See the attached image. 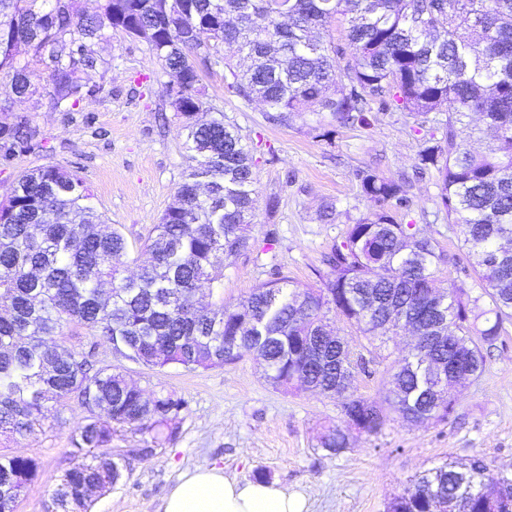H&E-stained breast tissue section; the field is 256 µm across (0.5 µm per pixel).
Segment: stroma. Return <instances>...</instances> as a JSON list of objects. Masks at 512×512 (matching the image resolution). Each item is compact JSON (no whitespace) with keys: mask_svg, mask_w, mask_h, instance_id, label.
<instances>
[{"mask_svg":"<svg viewBox=\"0 0 512 512\" xmlns=\"http://www.w3.org/2000/svg\"><path fill=\"white\" fill-rule=\"evenodd\" d=\"M96 49L112 67L102 92L85 101L73 119L34 109L27 100L15 102V109L33 110L45 146L0 165V201L25 171L49 164L76 171L107 225L121 229L133 261L141 237L173 204L187 173L185 130L180 119H160L168 78L145 43L109 29ZM201 85L208 105L234 119L255 148L251 246L224 264L225 300L247 296L276 270L300 284H316L314 270L323 254L355 218L374 208L361 191V171L392 180L412 176L410 207L394 210L396 222L421 225L446 249L460 253L459 230L448 223L440 203L437 169L414 170L431 131L418 129L412 115L375 109L369 125L340 128L328 139L310 113L289 127L267 126L261 105L243 106L225 89L222 72L203 73ZM272 196L279 205L270 212L265 204ZM329 203L336 214L327 223L320 213ZM99 356L146 394L173 391L188 399L189 408L177 439L161 442L145 460L139 456L142 435L113 431L112 451L123 459V477L94 498L91 512H142L145 503H160L178 475L202 459L239 480L265 470L272 480L304 492L308 512H387L412 479L447 462L479 458L512 475V323L447 421L415 424L394 413L378 434L351 432L349 449L336 456L328 455L320 438L327 428L345 427L339 401L310 391L274 390L253 355L194 372L177 367L157 372L104 347ZM86 422L82 409L57 407L31 434L0 436V453L39 462L38 476L16 500L14 512H45L75 462L72 439Z\"/></svg>","mask_w":512,"mask_h":512,"instance_id":"1","label":"stroma"}]
</instances>
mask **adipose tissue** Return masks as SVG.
Instances as JSON below:
<instances>
[{"label": "adipose tissue", "instance_id": "adipose-tissue-1", "mask_svg": "<svg viewBox=\"0 0 512 512\" xmlns=\"http://www.w3.org/2000/svg\"><path fill=\"white\" fill-rule=\"evenodd\" d=\"M150 512H306V500L278 482L238 480L202 460L182 472Z\"/></svg>", "mask_w": 512, "mask_h": 512}]
</instances>
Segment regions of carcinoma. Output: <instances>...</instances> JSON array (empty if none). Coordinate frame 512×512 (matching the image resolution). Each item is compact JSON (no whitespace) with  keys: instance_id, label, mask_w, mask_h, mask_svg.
Here are the masks:
<instances>
[{"instance_id":"obj_1","label":"carcinoma","mask_w":512,"mask_h":512,"mask_svg":"<svg viewBox=\"0 0 512 512\" xmlns=\"http://www.w3.org/2000/svg\"><path fill=\"white\" fill-rule=\"evenodd\" d=\"M344 44L331 38L335 24ZM108 28L146 43L169 76L168 103L186 131L189 172L176 203L154 225L143 249L150 260L126 274L128 243L119 229L102 231V215L81 177L49 165L23 174L0 203V435L24 436L41 423L47 403L88 413L73 439L75 464L51 495L48 512H88L92 493L122 476L112 454V426L159 440L176 439L189 401L174 391L153 397L100 364L104 345L122 357L163 370L232 364L247 353L263 360L270 384L285 393L309 388L341 401L348 426L372 435L394 412L403 419L444 422L416 355L383 371L382 403L336 384V342L323 329L334 315L367 340L346 353L368 372L378 327L415 313L426 335L446 320L457 342L443 348L478 379L484 351L512 321V259L498 258L512 239V0H0V73L14 96L68 117L103 90L90 75L112 63L95 50ZM221 66L227 90L257 101L270 126H289L314 112L338 127L364 124L376 104L417 118L438 112L441 138L418 152L419 165L441 175L448 223L483 281L491 308L440 268L455 254L398 224L406 183L359 174L375 205L354 220L315 270L317 288L290 284L280 273L237 302H224V259L248 249L254 216L255 161L237 123L223 112L202 122L201 73ZM480 116L474 125L471 115ZM485 142L471 152L466 138ZM33 116L0 124V165L42 147ZM322 448L348 449V434L327 430ZM30 457L0 454V512L37 476ZM450 463L414 479L389 512H431L434 493L456 490L458 512H512V476L476 459L466 486H453ZM500 497L484 496L485 483Z\"/></svg>"}]
</instances>
